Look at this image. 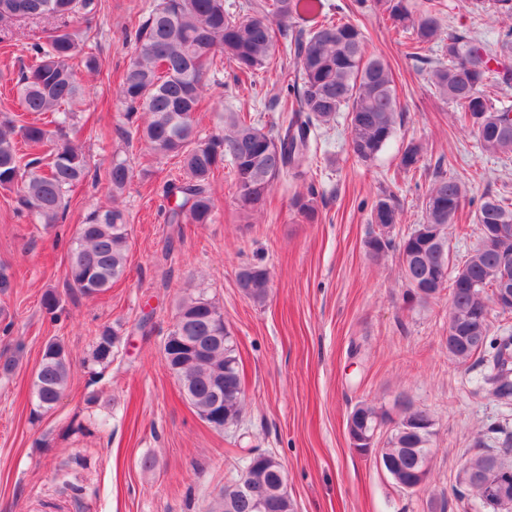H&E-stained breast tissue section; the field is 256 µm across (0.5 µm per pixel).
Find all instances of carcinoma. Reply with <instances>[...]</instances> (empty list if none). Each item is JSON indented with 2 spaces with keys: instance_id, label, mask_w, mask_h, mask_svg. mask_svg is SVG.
Returning a JSON list of instances; mask_svg holds the SVG:
<instances>
[{
  "instance_id": "1",
  "label": "carcinoma",
  "mask_w": 512,
  "mask_h": 512,
  "mask_svg": "<svg viewBox=\"0 0 512 512\" xmlns=\"http://www.w3.org/2000/svg\"><path fill=\"white\" fill-rule=\"evenodd\" d=\"M445 4L425 0L415 7L410 0H374V9L386 16L392 30L403 38L406 56L429 62L426 52L441 44L442 56L426 72L435 93L461 113V129L477 136L483 153L512 155V105L492 97V91L512 83V0H470L474 13H489L508 29L495 53L476 35L448 30L442 36ZM97 0H0V25L19 19L56 21L46 35L30 44L32 63L17 82L22 109L44 116L40 123H23L0 116V188H17L26 211L52 227L64 219V195L90 173L86 155L70 138L76 102L86 95L78 70H98L97 56L88 46L91 16ZM136 48L117 91L127 126L122 134L135 136L161 158H179L182 177L166 184L173 201L166 212L168 224H210L215 209L211 182L229 159L235 176L239 206L260 211L270 191L289 177L306 181L312 140L317 130L336 123L347 113L349 149L362 162L373 160L393 138L402 107L388 62L368 52L360 27L337 17L325 0H254L247 12L234 14L224 0H159L138 22ZM291 55L294 76L282 67L280 54ZM235 67L239 81L280 69L282 90L275 97L280 122L268 129L249 112L220 113L221 129L207 139L198 136L196 112L205 100L206 75L217 62ZM49 148L48 158L37 156ZM422 143L411 140L403 149L400 167L421 169ZM133 178L125 159L114 158L106 179L116 197ZM467 186L442 171L425 196L424 219L399 242L390 232L399 222V207L392 195L378 197L371 210L377 231L366 241L375 257L394 248L410 298L426 302L439 295L427 293L432 275L446 273L449 311L462 329V339L451 354L459 364L479 359L487 364L484 384L501 403L512 404V336L492 334L491 294L503 277L501 242L481 236L480 246L461 265L451 264L448 227L457 223L465 205ZM293 205L307 219L314 218L313 192L297 195ZM478 230L501 224L512 230V198L486 192L474 211ZM130 225L118 207L89 211L78 225L65 270L68 287L83 295L100 294L125 273ZM268 269L243 267L237 285L243 296L261 305L270 286ZM180 318L171 336L190 337V347H175L166 356L170 370L197 414L216 429L235 423L244 392L237 348L224 314L203 289L177 305ZM119 343L108 324L96 333L94 357L112 362ZM71 363L64 346L45 345L33 381L36 407L48 411L67 388ZM224 395V419H215L217 392ZM394 409L403 423L393 427L375 457L389 463L385 471L407 491L432 453L434 421L410 402L396 400ZM349 436L363 429L371 434L392 421L389 411L359 403L350 412ZM483 451L466 461L470 471L512 486V464L505 454ZM244 464L224 487V496L212 512H295L286 489L281 463L271 454L249 453Z\"/></svg>"
}]
</instances>
